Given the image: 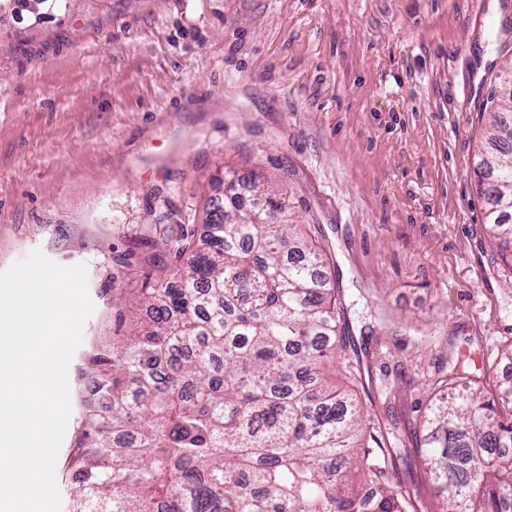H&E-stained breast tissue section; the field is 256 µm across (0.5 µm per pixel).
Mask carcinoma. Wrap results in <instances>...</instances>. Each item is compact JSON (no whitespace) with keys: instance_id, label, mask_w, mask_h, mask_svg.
Listing matches in <instances>:
<instances>
[{"instance_id":"carcinoma-1","label":"carcinoma","mask_w":512,"mask_h":512,"mask_svg":"<svg viewBox=\"0 0 512 512\" xmlns=\"http://www.w3.org/2000/svg\"><path fill=\"white\" fill-rule=\"evenodd\" d=\"M37 18L71 0H14ZM477 165L493 238L512 243V113L495 112ZM224 197L169 247L189 267L145 289L150 321L93 357L80 512H422L391 478L353 383L326 260L285 198L225 173ZM442 512H512V385L443 376L422 422Z\"/></svg>"}]
</instances>
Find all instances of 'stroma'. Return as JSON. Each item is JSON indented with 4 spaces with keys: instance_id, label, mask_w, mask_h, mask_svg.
<instances>
[{
    "instance_id": "stroma-1",
    "label": "stroma",
    "mask_w": 512,
    "mask_h": 512,
    "mask_svg": "<svg viewBox=\"0 0 512 512\" xmlns=\"http://www.w3.org/2000/svg\"><path fill=\"white\" fill-rule=\"evenodd\" d=\"M510 16L512 0H72L0 17V271L36 249L85 265L94 304L61 512L95 341L126 335L119 314L175 269L167 240L228 170L312 225L391 474L439 508L422 432L439 369L512 382V265L474 176ZM30 1H33L38 7V15L36 17L29 9ZM13 2H15V7L20 8L21 11L28 12L35 19L38 18L40 20L47 14L66 11L71 0H14Z\"/></svg>"
}]
</instances>
